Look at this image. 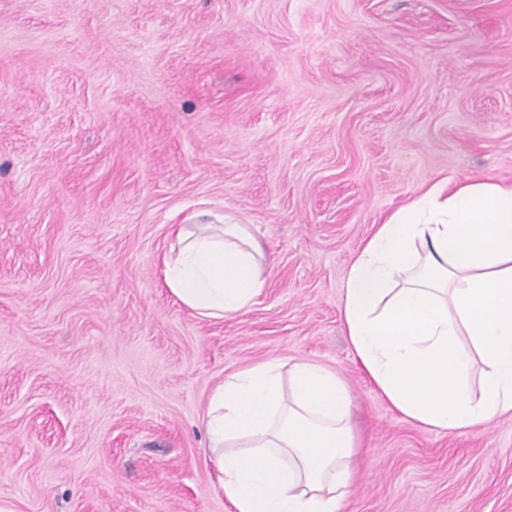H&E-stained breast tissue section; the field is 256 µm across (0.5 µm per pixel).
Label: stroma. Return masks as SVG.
Instances as JSON below:
<instances>
[{"label": "stroma", "instance_id": "stroma-1", "mask_svg": "<svg viewBox=\"0 0 512 512\" xmlns=\"http://www.w3.org/2000/svg\"><path fill=\"white\" fill-rule=\"evenodd\" d=\"M445 176L512 184V0H0V512H234L202 419L269 358L349 387L339 512H512V417L403 419L341 314ZM227 214L272 276L203 319L163 262Z\"/></svg>", "mask_w": 512, "mask_h": 512}]
</instances>
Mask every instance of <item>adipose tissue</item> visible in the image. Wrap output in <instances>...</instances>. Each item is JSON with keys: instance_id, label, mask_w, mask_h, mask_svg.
<instances>
[{"instance_id": "adipose-tissue-1", "label": "adipose tissue", "mask_w": 512, "mask_h": 512, "mask_svg": "<svg viewBox=\"0 0 512 512\" xmlns=\"http://www.w3.org/2000/svg\"><path fill=\"white\" fill-rule=\"evenodd\" d=\"M171 294L198 316L246 309L268 285L248 225L181 228ZM341 307L351 346L406 420L465 432L512 415V186L433 183L379 224ZM344 379L272 358L225 377L203 417L209 458L235 512H339L358 440Z\"/></svg>"}]
</instances>
